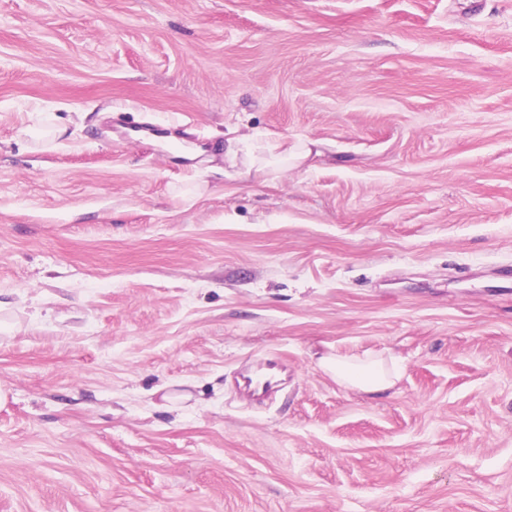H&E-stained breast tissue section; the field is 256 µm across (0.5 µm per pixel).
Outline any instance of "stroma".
Instances as JSON below:
<instances>
[{
	"label": "stroma",
	"mask_w": 512,
	"mask_h": 512,
	"mask_svg": "<svg viewBox=\"0 0 512 512\" xmlns=\"http://www.w3.org/2000/svg\"><path fill=\"white\" fill-rule=\"evenodd\" d=\"M0 388V512H512V0H0ZM236 148L229 149L228 155L235 156L241 152L250 160L251 167L259 176L269 174L268 166L271 161L279 159L288 164L292 160L298 164L307 156V151L299 150L295 143L288 144V137L269 139L260 134H248L236 137ZM322 366L331 372L340 384L350 385L368 394L390 389L394 382L384 365L375 359L352 357H328Z\"/></svg>",
	"instance_id": "stroma-1"
}]
</instances>
